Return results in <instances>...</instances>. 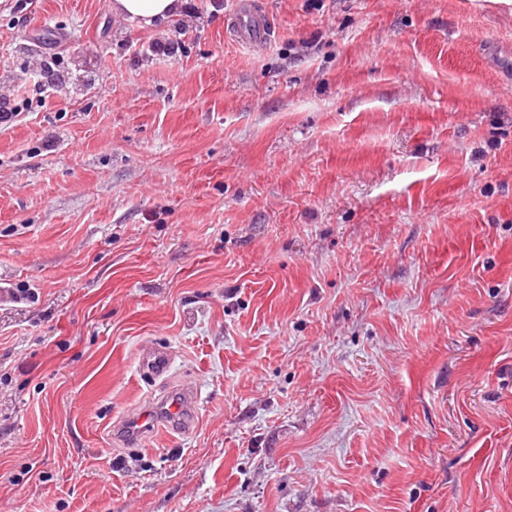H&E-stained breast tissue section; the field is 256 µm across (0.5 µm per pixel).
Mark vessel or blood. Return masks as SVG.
<instances>
[{"instance_id": "1", "label": "vessel or blood", "mask_w": 512, "mask_h": 512, "mask_svg": "<svg viewBox=\"0 0 512 512\" xmlns=\"http://www.w3.org/2000/svg\"><path fill=\"white\" fill-rule=\"evenodd\" d=\"M240 37L249 44L262 41L264 22L257 14L240 9L237 23ZM138 364L144 373L158 378L171 368L170 350L151 347L141 350ZM200 395L196 388L185 386L164 396L154 397L143 404L136 413L126 417L121 429L126 437H137L161 430L179 433L188 429L198 415Z\"/></svg>"}]
</instances>
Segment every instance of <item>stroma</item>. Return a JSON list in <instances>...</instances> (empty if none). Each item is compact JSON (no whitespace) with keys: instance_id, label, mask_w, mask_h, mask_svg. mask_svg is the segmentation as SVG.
Segmentation results:
<instances>
[{"instance_id":"stroma-1","label":"stroma","mask_w":512,"mask_h":512,"mask_svg":"<svg viewBox=\"0 0 512 512\" xmlns=\"http://www.w3.org/2000/svg\"><path fill=\"white\" fill-rule=\"evenodd\" d=\"M239 7L0 0V512H512V0ZM187 0H112V12L138 26H158L183 18ZM236 21L238 33L246 43L257 44L262 41L264 22L259 15L242 7ZM138 364L153 379L165 375L171 368L172 353L166 348L151 347L138 354ZM198 389L184 386L162 397L150 398L136 413L126 417L121 430L126 437H137L156 430L179 433L188 429L198 415Z\"/></svg>"}]
</instances>
